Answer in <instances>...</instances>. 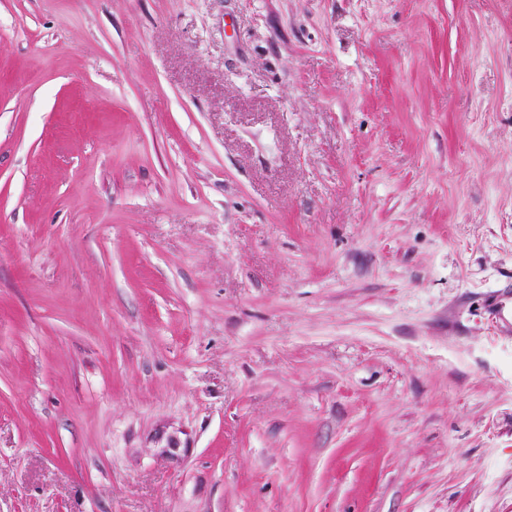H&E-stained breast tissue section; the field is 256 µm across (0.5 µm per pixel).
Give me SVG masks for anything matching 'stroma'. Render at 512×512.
Masks as SVG:
<instances>
[{
    "label": "stroma",
    "instance_id": "stroma-1",
    "mask_svg": "<svg viewBox=\"0 0 512 512\" xmlns=\"http://www.w3.org/2000/svg\"><path fill=\"white\" fill-rule=\"evenodd\" d=\"M0 512H512V0H0Z\"/></svg>",
    "mask_w": 512,
    "mask_h": 512
}]
</instances>
